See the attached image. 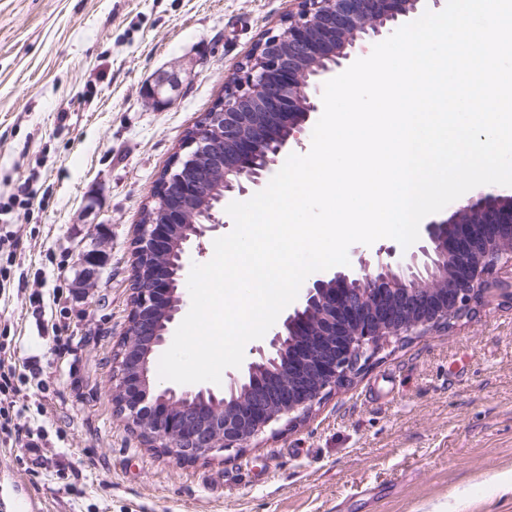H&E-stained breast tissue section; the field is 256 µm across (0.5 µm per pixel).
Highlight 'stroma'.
Returning a JSON list of instances; mask_svg holds the SVG:
<instances>
[{
	"label": "stroma",
	"mask_w": 512,
	"mask_h": 512,
	"mask_svg": "<svg viewBox=\"0 0 512 512\" xmlns=\"http://www.w3.org/2000/svg\"><path fill=\"white\" fill-rule=\"evenodd\" d=\"M288 0H0V483L41 512H512V305L395 341L300 424L180 464L116 417L131 242L159 174ZM176 69L173 105L148 88Z\"/></svg>",
	"instance_id": "obj_1"
}]
</instances>
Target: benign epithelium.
Segmentation results:
<instances>
[{
	"mask_svg": "<svg viewBox=\"0 0 512 512\" xmlns=\"http://www.w3.org/2000/svg\"><path fill=\"white\" fill-rule=\"evenodd\" d=\"M421 0H289L282 30H267L227 84L224 101L184 137L145 207L132 241L128 324L112 360L116 416L178 463L209 460L251 447L281 420L304 419L332 391L351 382L391 340L424 336L470 319L493 295L512 303V195L495 188L465 194L444 218L423 222L408 248L355 250L357 263L314 279L250 353L227 374L224 391L176 389L154 377L185 302L180 282L191 251L228 222L214 212L213 175L224 170V194L261 186L290 142L323 109L326 81L409 20ZM175 73L158 76L155 107L174 103ZM262 367L282 380H255Z\"/></svg>",
	"mask_w": 512,
	"mask_h": 512,
	"instance_id": "7a95c632",
	"label": "benign epithelium"
}]
</instances>
